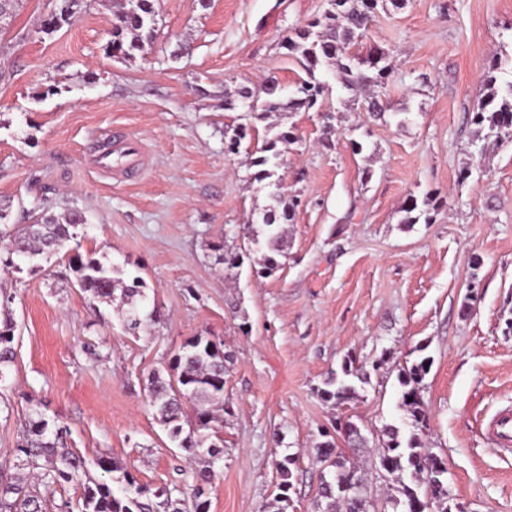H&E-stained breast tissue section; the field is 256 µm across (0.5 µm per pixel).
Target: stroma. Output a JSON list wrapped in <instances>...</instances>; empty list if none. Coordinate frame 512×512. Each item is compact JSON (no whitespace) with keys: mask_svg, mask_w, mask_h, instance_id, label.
<instances>
[{"mask_svg":"<svg viewBox=\"0 0 512 512\" xmlns=\"http://www.w3.org/2000/svg\"><path fill=\"white\" fill-rule=\"evenodd\" d=\"M52 5L23 0L0 32V206L20 224L43 196L56 212L77 205L86 222L43 270L0 271L17 323L0 384V465L36 408L86 459H117L153 488H188L195 465L154 419L145 386L201 335L234 357L210 512H262L288 451L303 456L288 512H315L321 467L309 453L322 431L339 417L369 432L399 422L398 365L424 356L426 445L445 461L452 512H512V450L488 431L512 410V137L480 153L471 145L485 76L512 81V0L378 10L359 49L386 55L384 119L362 109L366 88L343 87L325 67L332 130L316 112L258 123L297 137L278 173L299 204L268 278L225 275L212 249L269 203L250 180L253 143L226 149L245 112L224 98L241 87L263 97L272 77L293 89L303 71L283 41L326 0H155L157 38L130 59L104 53L112 0H88L46 35L38 23ZM115 131L147 147L139 180L95 166ZM434 192L431 221L404 223L408 199ZM76 254L142 276L160 322L134 337L111 307L92 311L73 286ZM350 354L368 384L340 407L323 403L317 387Z\"/></svg>","mask_w":512,"mask_h":512,"instance_id":"35a3bbf8","label":"stroma"}]
</instances>
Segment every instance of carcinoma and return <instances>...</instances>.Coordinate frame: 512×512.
Returning <instances> with one entry per match:
<instances>
[{
	"label": "carcinoma",
	"mask_w": 512,
	"mask_h": 512,
	"mask_svg": "<svg viewBox=\"0 0 512 512\" xmlns=\"http://www.w3.org/2000/svg\"><path fill=\"white\" fill-rule=\"evenodd\" d=\"M329 8L307 28L288 36L283 44L300 62L305 78L288 94L279 82L270 80L264 88L265 98L248 115V123L234 129L227 151L239 150L245 140L252 139L255 122L264 121L272 112H320L326 85L317 73L324 66L338 69L345 87L373 84L382 86L390 71L381 66L383 51L370 50L367 55L352 54L349 49L361 42L367 25L384 0H328ZM86 7L85 0H55V8L41 21V30L50 34ZM156 39L155 10L152 0H126L113 14L112 38L105 47L111 57L130 58L144 51ZM473 121L497 138L512 134V84L501 95L496 76L484 79V95L474 109ZM294 140L292 128L279 130L272 138L256 147L251 159V179L270 189L274 204L261 216V229L243 225L237 236L241 243L228 246L221 241L213 245L224 270L234 271L243 264L246 254H258L255 273L274 275L284 257V235L281 226L293 219L295 203L284 201L273 181L279 167L280 150ZM29 224H3L0 238L6 240L7 258L3 265H14L12 256L24 257L33 270L40 261L59 254L77 237L76 229L85 224L83 211L67 205L59 214L44 211L34 202ZM76 284L86 294L90 305H116L117 315L130 334L160 320L157 307L146 305V283L140 276L128 280L120 271L95 258L71 259ZM10 297L0 290V382L14 364V318L9 310ZM231 356L224 344L207 336L186 340L163 370L152 371L147 379L148 405L153 417L166 430L171 442L188 452L198 463L193 471V512H209L205 489L212 484L214 464L224 455L215 440L219 425L227 412L224 403V377L229 372ZM431 367L427 357L398 370L401 408L405 411L401 425L388 424L377 434L381 479L396 482V494L380 503L371 496L364 473L355 458L333 453L336 439L314 448V458L323 466L316 491V505L322 512H425L426 493H431L435 512H448V487L444 481V460L425 448L427 413L421 400L420 387ZM342 376H331L317 388L320 398L332 405H342L356 395L353 380L368 382L367 373L348 356L341 365ZM12 462L7 473L0 467V512H45L48 493L70 483L82 487L76 500L63 501L65 512H185L184 500L168 486L151 489L138 482L123 464L108 457L93 461L65 447L61 429H50L49 421L33 409L24 420L21 437L12 449ZM299 454H286L275 463L278 493L262 512H287L289 492L293 488L294 468ZM101 470L95 477L90 467Z\"/></svg>",
	"instance_id": "carcinoma-1"
}]
</instances>
